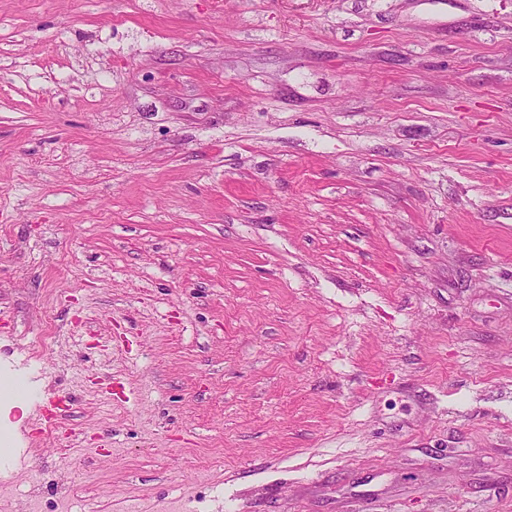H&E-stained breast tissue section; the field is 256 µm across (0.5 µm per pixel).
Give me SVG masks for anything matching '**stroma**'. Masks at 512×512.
Masks as SVG:
<instances>
[{"label":"stroma","instance_id":"1","mask_svg":"<svg viewBox=\"0 0 512 512\" xmlns=\"http://www.w3.org/2000/svg\"><path fill=\"white\" fill-rule=\"evenodd\" d=\"M58 500L512 512V0H0V512Z\"/></svg>","mask_w":512,"mask_h":512}]
</instances>
